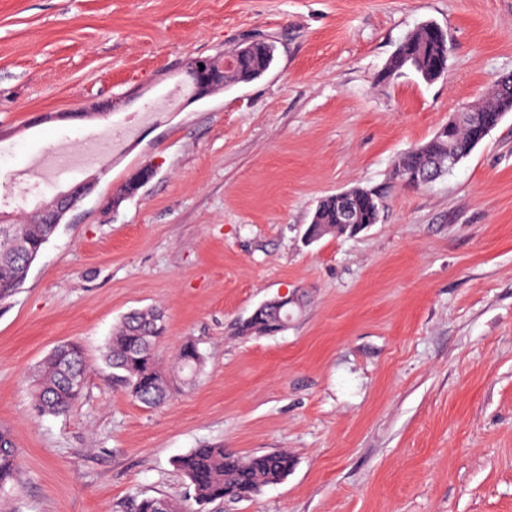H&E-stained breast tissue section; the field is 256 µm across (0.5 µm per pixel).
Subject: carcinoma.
<instances>
[{
  "instance_id": "cac0c4a2",
  "label": "carcinoma",
  "mask_w": 512,
  "mask_h": 512,
  "mask_svg": "<svg viewBox=\"0 0 512 512\" xmlns=\"http://www.w3.org/2000/svg\"><path fill=\"white\" fill-rule=\"evenodd\" d=\"M276 47L268 42H251L233 52L235 62L224 70V86L248 83L263 76L275 61ZM448 68V42L433 35L428 23L419 25L397 46L380 74L389 82L409 72L426 83L443 77ZM478 108L488 114L512 112V77L497 80L480 100ZM484 139L468 117L460 118L446 136H434L400 157L395 175L413 185L415 175L432 167L438 159L457 153L466 158ZM356 215L353 223L342 219L340 199L330 195L318 202L309 233L318 240L326 234L353 235L352 224H376L380 218L381 195L372 188L357 187L353 195ZM57 229V225L32 218L28 224H1L0 240L19 243L12 250L0 248V301L11 297L26 279V262L35 257ZM299 309L295 303L282 311L262 309L254 319L244 321L239 333L244 336H273L283 331L281 321ZM163 315L156 309L133 311L126 315L110 336L105 361L112 377L126 393L147 407L162 404L168 396V382L160 370L157 346L164 333ZM204 356L193 342L185 343L175 357V367L190 381L199 374ZM75 373L85 379L86 360L75 343L58 346L39 366L33 384L37 410L43 414H64L76 406L83 384L70 379ZM19 459L18 448L8 430L0 427V491L13 478ZM177 466L190 482L199 505L224 500H245L259 495L272 484L282 482L294 467L284 450L242 457L219 446L195 448L177 460ZM134 512H185L163 497H146L134 505Z\"/></svg>"
}]
</instances>
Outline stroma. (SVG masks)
<instances>
[{
  "instance_id": "35a3bbf8",
  "label": "stroma",
  "mask_w": 512,
  "mask_h": 512,
  "mask_svg": "<svg viewBox=\"0 0 512 512\" xmlns=\"http://www.w3.org/2000/svg\"><path fill=\"white\" fill-rule=\"evenodd\" d=\"M425 21L446 75L380 81ZM269 39L272 68L141 128L124 152L56 178L59 146L105 141L196 59ZM512 74V0H0V209L24 223L97 176L0 306V427L19 450L0 512H132L196 503L175 461L283 449L254 499L204 512H512V113L450 173L413 187L396 161ZM154 177L125 194L130 175ZM380 191L378 223L307 243L318 202ZM288 291L303 310L242 336ZM160 308V368L204 355L196 382L147 407L104 359L128 313ZM88 362L66 415L31 377L60 343ZM135 512H185L186 510L175 502L163 497L142 498L134 505Z\"/></svg>"
}]
</instances>
